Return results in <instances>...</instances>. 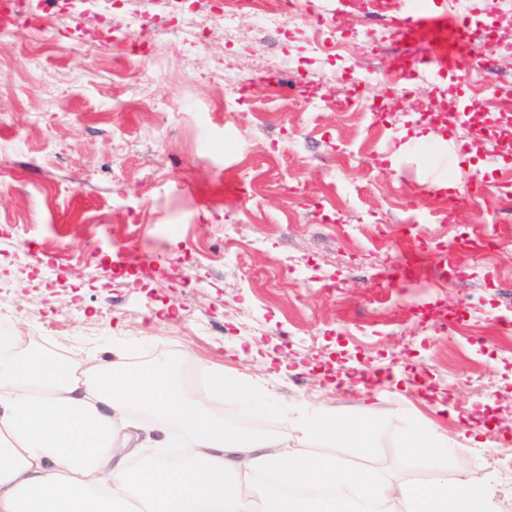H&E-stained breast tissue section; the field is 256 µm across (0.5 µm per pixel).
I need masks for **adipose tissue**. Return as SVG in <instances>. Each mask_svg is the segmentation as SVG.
Wrapping results in <instances>:
<instances>
[{
  "instance_id": "1",
  "label": "adipose tissue",
  "mask_w": 512,
  "mask_h": 512,
  "mask_svg": "<svg viewBox=\"0 0 512 512\" xmlns=\"http://www.w3.org/2000/svg\"><path fill=\"white\" fill-rule=\"evenodd\" d=\"M187 387L172 367L130 369L61 361L0 333V512H493L488 485L453 476L424 486L399 484L332 454L363 437L326 413L303 420L324 450L312 453L243 435L224 424V396L243 383L202 366ZM147 414L178 432L186 461L163 448H116L124 413ZM276 472L281 492L262 502L228 483Z\"/></svg>"
}]
</instances>
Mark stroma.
<instances>
[{
  "mask_svg": "<svg viewBox=\"0 0 512 512\" xmlns=\"http://www.w3.org/2000/svg\"><path fill=\"white\" fill-rule=\"evenodd\" d=\"M56 2L41 29L0 30V325L59 359L167 362L187 382L201 361L222 364L251 391L225 396V426L301 448L295 416L323 410L366 432L368 448H336L343 463L400 483L488 480L512 512V453L494 449L512 432V335L498 332L512 320V221L493 224L491 247L487 214L448 207L472 177L495 192L512 181V123L485 91L512 90L506 56L473 43L484 66L468 80L419 77L400 93L392 60L428 55L430 43L397 39L389 18L351 0H309V17L266 33L243 9L232 40L213 25L206 47L185 32L125 57L91 32L156 0ZM433 8L471 11L512 42V0ZM73 12L85 32L68 37ZM356 35L376 51L353 47ZM325 40L343 47L321 51ZM218 56L246 72L287 59L292 82L233 94L213 72ZM311 73L350 106L318 107ZM427 176L439 189L404 208L405 181ZM284 182L299 194L282 195ZM416 239L428 281L377 287ZM119 241L154 251L151 275L115 256ZM255 344L272 364L243 359ZM334 369L382 381L359 395L330 386ZM434 429L458 450L415 456L409 437Z\"/></svg>",
  "mask_w": 512,
  "mask_h": 512,
  "instance_id": "stroma-1",
  "label": "stroma"
}]
</instances>
